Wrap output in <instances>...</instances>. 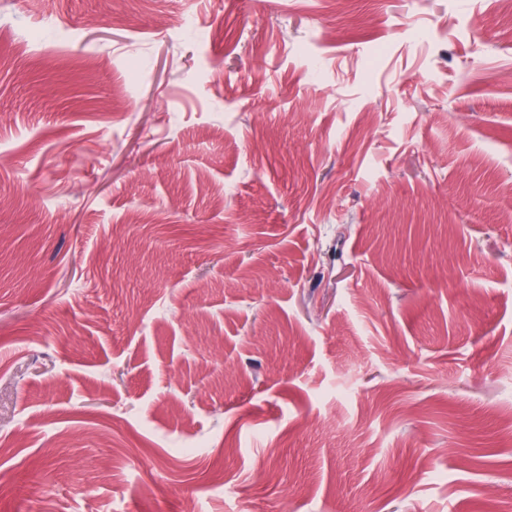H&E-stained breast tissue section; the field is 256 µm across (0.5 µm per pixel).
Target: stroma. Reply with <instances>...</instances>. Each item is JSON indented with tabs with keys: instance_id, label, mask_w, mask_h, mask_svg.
Listing matches in <instances>:
<instances>
[{
	"instance_id": "stroma-1",
	"label": "stroma",
	"mask_w": 512,
	"mask_h": 512,
	"mask_svg": "<svg viewBox=\"0 0 512 512\" xmlns=\"http://www.w3.org/2000/svg\"><path fill=\"white\" fill-rule=\"evenodd\" d=\"M511 213L495 0H0V512H512Z\"/></svg>"
}]
</instances>
